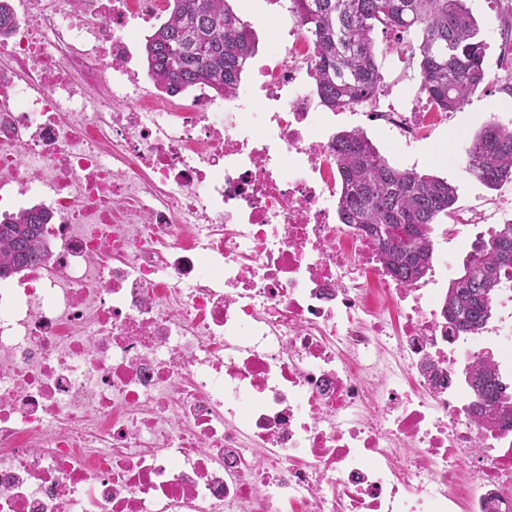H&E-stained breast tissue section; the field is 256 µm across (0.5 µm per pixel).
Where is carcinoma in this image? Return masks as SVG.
<instances>
[{
  "mask_svg": "<svg viewBox=\"0 0 512 512\" xmlns=\"http://www.w3.org/2000/svg\"><path fill=\"white\" fill-rule=\"evenodd\" d=\"M165 21L147 38V71L163 89L204 85L222 97L241 80L243 61L255 54L252 27L228 0H166ZM316 49V93L341 110L379 93L383 74L374 33L420 56V90L440 112H455L481 87L486 44L466 0H294ZM466 172L490 189L512 182V128L486 123L465 140ZM341 183L337 214L378 242L391 277L404 287L431 270L432 224L453 211L457 188L447 180L392 166L361 130L335 136ZM52 215L42 206L0 220V281L49 254L43 235ZM512 279V223L478 240L462 272L451 279L443 316L455 331L473 333L491 318L498 290ZM468 382L487 423L512 424V392L493 363L480 361Z\"/></svg>",
  "mask_w": 512,
  "mask_h": 512,
  "instance_id": "carcinoma-1",
  "label": "carcinoma"
}]
</instances>
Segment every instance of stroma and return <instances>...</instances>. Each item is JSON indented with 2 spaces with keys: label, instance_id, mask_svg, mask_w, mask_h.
Instances as JSON below:
<instances>
[{
  "label": "stroma",
  "instance_id": "1",
  "mask_svg": "<svg viewBox=\"0 0 512 512\" xmlns=\"http://www.w3.org/2000/svg\"><path fill=\"white\" fill-rule=\"evenodd\" d=\"M467 5L487 43L486 77L467 104L456 111L450 128L436 130L406 146L395 131L379 124L359 123L342 115L332 127L336 133L360 128L391 165L445 178L456 186L458 198L454 214L439 217L432 232L431 272L438 275V287L443 291L448 288V280L440 275L442 258H450L454 270H461L462 261L472 245L469 229L457 224L458 213L480 203L492 209L491 222L496 225L502 221L503 210L512 208V183L496 190L488 189L468 174L463 164L450 158L454 139L476 134L492 119L512 124V41L506 37L507 30L512 28V0H467ZM232 6L244 21L251 24L257 35L256 59L267 58L271 49L286 38L288 21L272 18L267 0H233ZM374 40L384 76L381 99L392 98L402 106H411L413 98L419 94V56L408 50H391V38L382 32H375Z\"/></svg>",
  "mask_w": 512,
  "mask_h": 512
}]
</instances>
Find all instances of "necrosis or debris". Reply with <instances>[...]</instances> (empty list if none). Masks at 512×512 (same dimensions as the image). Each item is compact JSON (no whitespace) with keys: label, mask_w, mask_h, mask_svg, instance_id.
Returning <instances> with one entry per match:
<instances>
[{"label":"necrosis or debris","mask_w":512,"mask_h":512,"mask_svg":"<svg viewBox=\"0 0 512 512\" xmlns=\"http://www.w3.org/2000/svg\"><path fill=\"white\" fill-rule=\"evenodd\" d=\"M272 4L257 108L152 89L163 0H18L0 208L39 197L52 249L0 282V512H512V429L461 378L512 371V290L451 334L337 223L315 47ZM365 113L407 142L452 121Z\"/></svg>","instance_id":"necrosis-or-debris-1"}]
</instances>
